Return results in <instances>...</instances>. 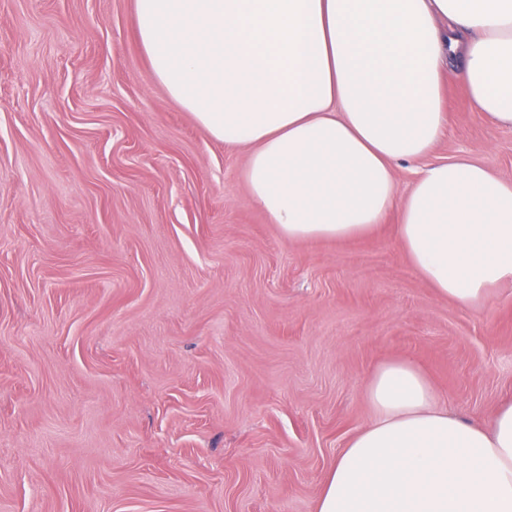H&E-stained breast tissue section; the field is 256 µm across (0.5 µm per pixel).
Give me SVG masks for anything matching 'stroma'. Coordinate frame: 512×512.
<instances>
[{
  "label": "stroma",
  "mask_w": 512,
  "mask_h": 512,
  "mask_svg": "<svg viewBox=\"0 0 512 512\" xmlns=\"http://www.w3.org/2000/svg\"><path fill=\"white\" fill-rule=\"evenodd\" d=\"M135 0H0V512H315L404 358L448 408L512 398V285L439 297L389 213L284 240L248 151L153 79ZM435 156L512 180L456 69Z\"/></svg>",
  "instance_id": "35a3bbf8"
}]
</instances>
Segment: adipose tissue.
<instances>
[{"label":"adipose tissue","mask_w":512,"mask_h":512,"mask_svg":"<svg viewBox=\"0 0 512 512\" xmlns=\"http://www.w3.org/2000/svg\"><path fill=\"white\" fill-rule=\"evenodd\" d=\"M142 54L215 140L244 145L252 202L289 242L393 233L443 298L512 284V181L459 154L441 78L512 127V0H135ZM420 162L404 199L399 165ZM373 410L328 470L317 512H512V401L490 426L442 405L406 359L377 367Z\"/></svg>","instance_id":"ef3b65f1"}]
</instances>
